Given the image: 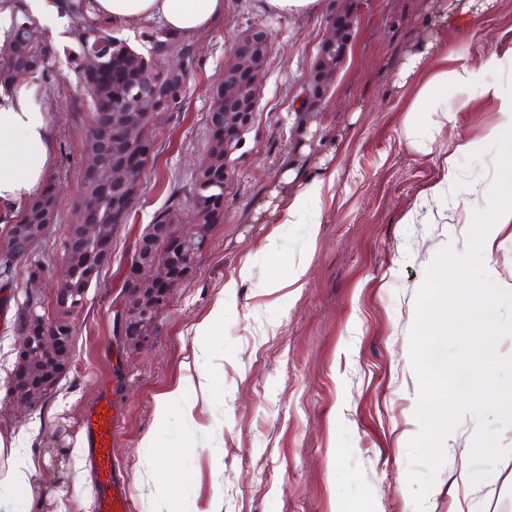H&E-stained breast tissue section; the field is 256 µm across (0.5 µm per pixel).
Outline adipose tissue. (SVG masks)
I'll list each match as a JSON object with an SVG mask.
<instances>
[{
  "label": "adipose tissue",
  "mask_w": 512,
  "mask_h": 512,
  "mask_svg": "<svg viewBox=\"0 0 512 512\" xmlns=\"http://www.w3.org/2000/svg\"><path fill=\"white\" fill-rule=\"evenodd\" d=\"M498 0H437L430 18L432 33L421 35L400 58L395 84L407 94L408 117L403 135L418 154L433 150L442 133L444 117L463 99L496 101L498 122L489 136L504 154L491 185L482 191L459 193L455 208L445 199L455 182V156L470 150L459 143L455 155L445 157L446 173L430 194L435 211L421 216L410 209L403 221L418 224L466 223L470 209L494 203V223H512V60L497 57L477 65H449L439 52L438 30L475 25L494 12ZM96 11L114 23L135 27L159 20L172 33L190 38L211 26L224 13V0H95ZM46 96L35 84L22 81L11 92H0V210L16 209L39 189L54 162L56 130L45 106ZM336 168L326 166L306 173L297 163L287 165L257 209L267 224H305L317 232L324 200L332 188ZM44 461L37 448L21 446L0 436V507L6 512H41L46 493L38 480Z\"/></svg>",
  "instance_id": "ef3b65f1"
}]
</instances>
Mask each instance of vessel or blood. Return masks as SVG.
I'll list each match as a JSON object with an SVG mask.
<instances>
[{"label": "vessel or blood", "mask_w": 512, "mask_h": 512, "mask_svg": "<svg viewBox=\"0 0 512 512\" xmlns=\"http://www.w3.org/2000/svg\"><path fill=\"white\" fill-rule=\"evenodd\" d=\"M89 455L96 476L97 512H132L127 483L116 472L112 457V435L117 416L109 397H101L83 422Z\"/></svg>", "instance_id": "obj_1"}]
</instances>
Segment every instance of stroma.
I'll return each mask as SVG.
<instances>
[{
  "label": "stroma",
  "instance_id": "stroma-1",
  "mask_svg": "<svg viewBox=\"0 0 512 512\" xmlns=\"http://www.w3.org/2000/svg\"><path fill=\"white\" fill-rule=\"evenodd\" d=\"M431 9L432 0H317L314 11L286 16L266 10L264 0H225L223 16L195 36L198 64L186 104L156 117L158 155L141 176L134 220L120 226L112 261L76 317L69 369L33 410L3 403L17 338L16 305L0 304V434H27L47 449L40 479L49 489L94 502L92 480L62 466L60 450L83 433L86 414L105 394L119 420L113 457L128 479L133 512H415L407 484V443L418 430L408 347L415 298L438 251L456 245L468 227L402 217L429 201L444 175L443 155L455 154L460 189L488 185L501 160L488 137L498 114L484 100L449 115L432 155L416 154L404 139L405 96L394 71L427 30ZM341 11L355 20L346 62L319 110L300 122L299 96ZM256 24L270 29L272 49L255 123L233 155L224 221L161 309L157 335L140 348L120 347L113 318L135 243L172 187L189 190L207 140L210 88L239 33ZM439 43L454 65L512 58V0H499L478 25L442 31ZM72 92L61 82L46 100L59 181L58 219L43 245L51 257L47 293L64 260L82 174L84 131L65 110ZM304 126L314 150L299 158ZM462 138L472 148L459 155ZM327 151L340 172L317 236L304 224L254 222L288 162L312 169ZM302 259V287L276 303L263 295L261 282L289 279ZM483 262L512 289V224L492 227ZM244 266L248 281L223 294ZM219 296L223 320L212 336L196 335ZM184 379L187 390L157 420L159 402ZM475 427L465 417L449 436L425 512H512V459L479 485L463 479Z\"/></svg>",
  "mask_w": 512,
  "mask_h": 512
}]
</instances>
